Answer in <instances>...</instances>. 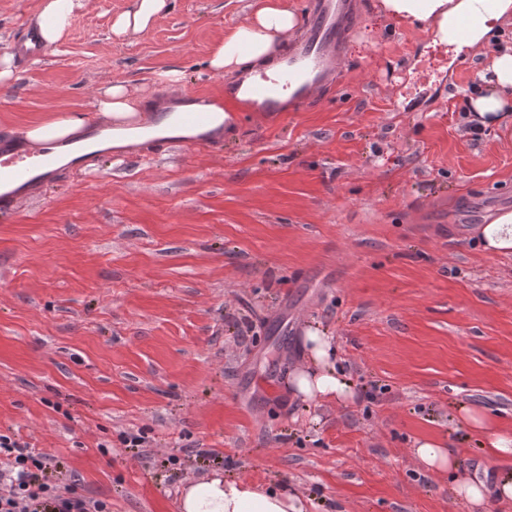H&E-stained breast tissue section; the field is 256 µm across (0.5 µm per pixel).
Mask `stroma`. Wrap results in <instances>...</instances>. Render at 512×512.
Instances as JSON below:
<instances>
[{
	"label": "stroma",
	"instance_id": "obj_1",
	"mask_svg": "<svg viewBox=\"0 0 512 512\" xmlns=\"http://www.w3.org/2000/svg\"><path fill=\"white\" fill-rule=\"evenodd\" d=\"M335 93L255 118L222 149L139 144L53 179L0 217V433L53 455L112 512H178L220 473L296 491L305 512H512L460 407L512 434V253L479 244L512 213V129L466 133L461 109L491 55L418 81L431 31L360 0ZM133 0H87L67 42L14 62L0 133L71 111L98 117L120 82L171 105L219 97L206 64L249 0H169L147 32L117 35ZM40 0H0V57ZM317 325L356 399L305 403L287 386ZM143 433L128 448L126 433ZM445 440L455 476L412 441ZM482 482L484 501L456 495Z\"/></svg>",
	"mask_w": 512,
	"mask_h": 512
}]
</instances>
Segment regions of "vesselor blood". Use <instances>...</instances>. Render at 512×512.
<instances>
[{
    "label": "vessel or blood",
    "instance_id": "vessel-or-blood-1",
    "mask_svg": "<svg viewBox=\"0 0 512 512\" xmlns=\"http://www.w3.org/2000/svg\"><path fill=\"white\" fill-rule=\"evenodd\" d=\"M358 18L357 0H310L303 35L274 72L247 74L225 87L223 99L210 108L195 107L189 98H179L173 109L160 113L151 128L142 132L143 148L213 149L224 142L225 124H243L258 112L274 116L307 107L317 93L334 89L345 61L344 48L357 29ZM13 50L24 60L46 52L38 33L31 29L25 30ZM105 135V125L93 122L67 140L70 172L98 162V144ZM58 162L55 156L32 154L20 137L0 135V214H12L23 200L36 197L52 180Z\"/></svg>",
    "mask_w": 512,
    "mask_h": 512
}]
</instances>
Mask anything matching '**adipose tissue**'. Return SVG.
<instances>
[{
  "label": "adipose tissue",
  "mask_w": 512,
  "mask_h": 512,
  "mask_svg": "<svg viewBox=\"0 0 512 512\" xmlns=\"http://www.w3.org/2000/svg\"><path fill=\"white\" fill-rule=\"evenodd\" d=\"M384 10L410 26H425L438 42L481 55L495 28L512 26V0H381ZM85 0H42L37 21L43 39L62 46L74 12ZM169 9L168 0H134L112 24L117 35L149 30ZM470 22L467 39H459V19ZM297 27L288 0H252L246 21L227 34L212 50L208 67L227 75L256 66L273 67ZM484 77L486 91L470 98L476 121L485 128L512 126V41L501 40ZM105 122L123 126L140 118L142 98L124 85L113 84L97 98ZM84 125L83 116L67 113L28 128L24 138L33 151L69 138ZM306 359L294 368L287 384L303 401L329 398L340 403L353 399L354 389L343 370L337 369L333 340L318 329H307ZM181 512H302L297 496L272 487H257L234 477L214 476L189 485L180 501Z\"/></svg>",
  "instance_id": "adipose-tissue-1"
}]
</instances>
